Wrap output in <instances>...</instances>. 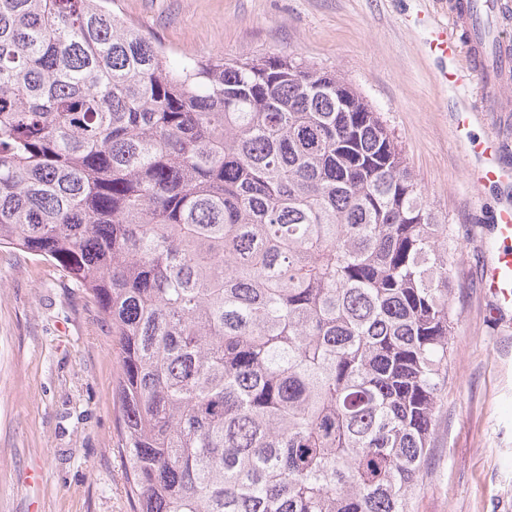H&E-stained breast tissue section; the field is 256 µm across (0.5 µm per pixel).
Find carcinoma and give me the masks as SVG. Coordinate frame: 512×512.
<instances>
[{"label": "carcinoma", "mask_w": 512, "mask_h": 512, "mask_svg": "<svg viewBox=\"0 0 512 512\" xmlns=\"http://www.w3.org/2000/svg\"><path fill=\"white\" fill-rule=\"evenodd\" d=\"M110 0H0V248L112 327L136 512H410L448 225L359 92L185 57Z\"/></svg>", "instance_id": "carcinoma-1"}]
</instances>
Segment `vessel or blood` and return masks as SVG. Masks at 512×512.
<instances>
[{
	"label": "vessel or blood",
	"mask_w": 512,
	"mask_h": 512,
	"mask_svg": "<svg viewBox=\"0 0 512 512\" xmlns=\"http://www.w3.org/2000/svg\"><path fill=\"white\" fill-rule=\"evenodd\" d=\"M450 17L452 30L430 31L423 48L443 61L440 79L456 94V139L468 157L466 176L477 187H512V167L501 162L498 143L475 138L470 130L473 113L512 110V101L504 94L512 84V42L480 31L485 23L496 29L511 23L512 0H475L473 8L452 10ZM462 52L469 65L460 70L453 61ZM494 244L497 252L484 266V286L500 314L512 311V205L496 217Z\"/></svg>",
	"instance_id": "obj_1"
}]
</instances>
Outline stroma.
<instances>
[{"mask_svg":"<svg viewBox=\"0 0 512 512\" xmlns=\"http://www.w3.org/2000/svg\"><path fill=\"white\" fill-rule=\"evenodd\" d=\"M184 56H302L379 112L455 251L448 378L412 512H512V312L482 282L498 208L512 189L472 186L453 94L425 55L448 0H116ZM512 166V112H478ZM109 322L48 261L0 250V512H133L125 491Z\"/></svg>","mask_w":512,"mask_h":512,"instance_id":"1","label":"stroma"}]
</instances>
